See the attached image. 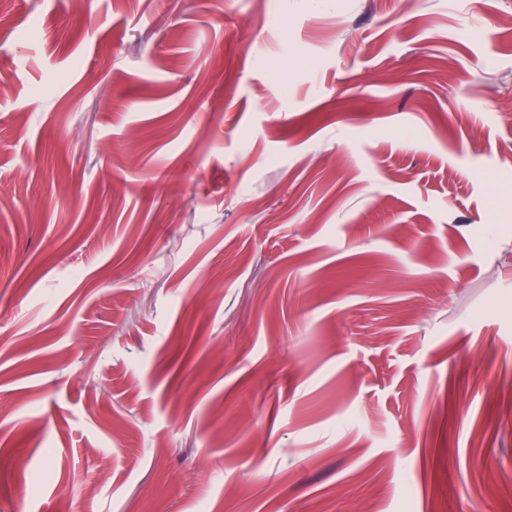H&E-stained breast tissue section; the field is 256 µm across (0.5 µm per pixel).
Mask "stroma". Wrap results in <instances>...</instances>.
Returning a JSON list of instances; mask_svg holds the SVG:
<instances>
[{
	"label": "stroma",
	"mask_w": 512,
	"mask_h": 512,
	"mask_svg": "<svg viewBox=\"0 0 512 512\" xmlns=\"http://www.w3.org/2000/svg\"><path fill=\"white\" fill-rule=\"evenodd\" d=\"M411 2L0 0V512H512V0Z\"/></svg>",
	"instance_id": "stroma-1"
}]
</instances>
